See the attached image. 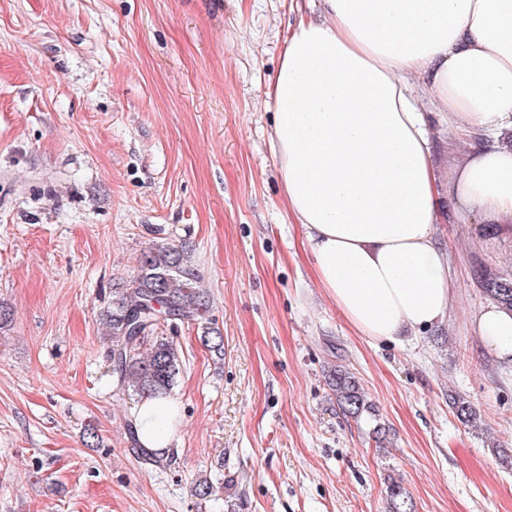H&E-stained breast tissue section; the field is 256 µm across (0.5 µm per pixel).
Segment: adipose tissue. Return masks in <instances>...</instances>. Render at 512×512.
Returning <instances> with one entry per match:
<instances>
[{"instance_id":"obj_1","label":"adipose tissue","mask_w":512,"mask_h":512,"mask_svg":"<svg viewBox=\"0 0 512 512\" xmlns=\"http://www.w3.org/2000/svg\"><path fill=\"white\" fill-rule=\"evenodd\" d=\"M300 16L270 95L279 180L318 282L359 335L396 341L432 327L451 298L438 196L462 215L512 223V0H323ZM459 153L432 161L427 107ZM476 331L512 366V312ZM141 444H167L169 400L138 405Z\"/></svg>"}]
</instances>
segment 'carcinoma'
Listing matches in <instances>:
<instances>
[{"label":"carcinoma","mask_w":512,"mask_h":512,"mask_svg":"<svg viewBox=\"0 0 512 512\" xmlns=\"http://www.w3.org/2000/svg\"><path fill=\"white\" fill-rule=\"evenodd\" d=\"M198 280L199 274L184 248L156 245L141 256L137 274L112 289V301L101 320L111 339L110 358L119 391L150 398L170 394L180 373V355L172 341L157 335L165 324L198 326L204 345L217 360H224V338L219 329L211 326L210 298L197 286ZM477 280L486 297L512 310L511 271L481 270ZM328 385L344 416L357 420L374 412L358 379L345 366L330 369ZM451 407L460 421L476 422L477 413L465 399L453 398ZM387 509H412L405 488L395 480L387 486Z\"/></svg>","instance_id":"cac0c4a2"}]
</instances>
